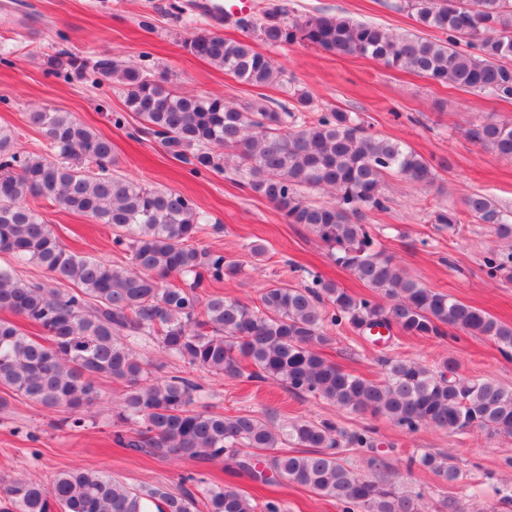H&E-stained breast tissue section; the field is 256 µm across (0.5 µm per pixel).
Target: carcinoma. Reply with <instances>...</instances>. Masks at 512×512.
I'll return each mask as SVG.
<instances>
[{
  "instance_id": "1",
  "label": "carcinoma",
  "mask_w": 512,
  "mask_h": 512,
  "mask_svg": "<svg viewBox=\"0 0 512 512\" xmlns=\"http://www.w3.org/2000/svg\"><path fill=\"white\" fill-rule=\"evenodd\" d=\"M416 23L436 29L397 35L343 16H299L276 4L262 18L241 24L244 37L217 32L213 17L184 41L192 55L257 87L281 81L283 68L254 47L294 44L327 53L368 57L437 83L512 99V0H405ZM48 70L67 79L108 83L125 92V106L141 131L159 139L195 173L222 167L216 148L232 149L246 167L250 191L270 202L289 224H303L325 244L331 260L374 293L358 296L314 275L300 287L263 290L258 306L206 289L239 271L237 263L194 241L207 233L208 217L189 197L149 188L112 172V141L70 112L36 109L28 122L41 130L47 153L13 149L14 131L0 127V254L44 270L29 280L11 263L0 265V387L47 409L67 408L65 422L84 426L100 399L98 380L124 386L115 413L114 441L146 448L160 458L218 459L226 468L266 485L277 478L308 487L336 502L341 512H426L425 493L411 489L373 458L372 477L357 475L345 460L350 448L374 449L370 428L347 430L329 420L274 426L248 414L224 415L201 402V385L182 375H154L157 365L137 352L144 339L192 368L230 378L272 380L357 413L381 414L415 432L427 425L466 434L482 429L512 436V388L486 378L454 375V360L437 366L401 357L379 359L380 380L346 371L322 349L330 329L360 333L398 328L407 336L441 338L452 327L484 336L512 351V325L484 309L436 292L412 278L378 249L377 234L362 223L364 211L387 209L386 179L432 183L436 166L410 146L366 132L359 115L341 110L310 118L305 93L296 111L263 103L238 108L221 97L182 95L162 73L126 64L114 55L84 59L59 51ZM467 137L512 159V122L480 121ZM327 190L334 202L314 204L303 191ZM85 215L112 227L113 243L129 253L117 266L69 250L36 203ZM475 224L507 241L483 258L486 276L512 283V210L482 194L465 198ZM39 332L35 337L19 324ZM300 452L287 450L288 445ZM409 466L442 481L462 478L454 458L423 452ZM175 495L163 487L128 488L96 470H65L45 485L28 477L0 479V512H256L234 486L185 476Z\"/></svg>"
}]
</instances>
